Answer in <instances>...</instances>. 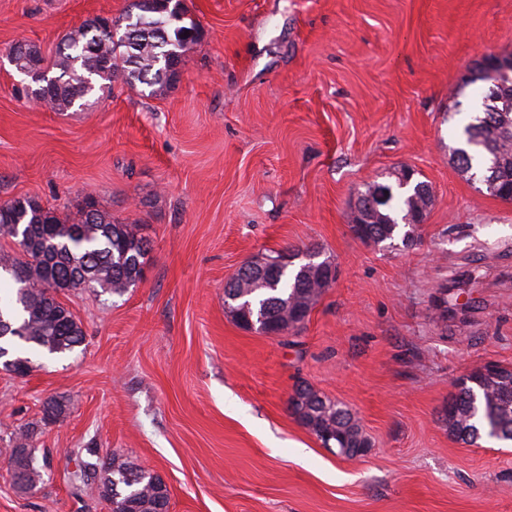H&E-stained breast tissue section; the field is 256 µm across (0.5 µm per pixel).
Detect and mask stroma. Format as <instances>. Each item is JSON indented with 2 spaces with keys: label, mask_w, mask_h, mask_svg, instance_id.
<instances>
[{
  "label": "stroma",
  "mask_w": 512,
  "mask_h": 512,
  "mask_svg": "<svg viewBox=\"0 0 512 512\" xmlns=\"http://www.w3.org/2000/svg\"><path fill=\"white\" fill-rule=\"evenodd\" d=\"M201 38L161 93L116 77L89 106H37L8 61L53 52L129 0H0V203L63 213L85 193L150 242L124 296L60 294L83 325L63 359L0 370V512H112L71 482L88 445L161 476L169 512H512V443L456 440L455 382L512 367V201L450 147L512 54V0H185ZM409 166L435 201L409 246L366 243L349 210ZM317 250L335 283L279 337L238 325L224 284L251 257ZM299 383L352 409L371 446L336 455L287 408ZM64 413L43 422L47 398ZM38 430L44 484L18 493L9 438Z\"/></svg>",
  "instance_id": "1"
}]
</instances>
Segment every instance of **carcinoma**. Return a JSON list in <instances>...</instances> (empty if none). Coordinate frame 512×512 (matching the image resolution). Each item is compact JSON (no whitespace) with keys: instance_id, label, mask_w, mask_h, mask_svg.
I'll return each mask as SVG.
<instances>
[{"instance_id":"obj_1","label":"carcinoma","mask_w":512,"mask_h":512,"mask_svg":"<svg viewBox=\"0 0 512 512\" xmlns=\"http://www.w3.org/2000/svg\"><path fill=\"white\" fill-rule=\"evenodd\" d=\"M125 37L112 39V32L86 21L69 31L50 58L40 62L57 71L59 85L42 95L40 102L55 112H65L97 90L117 74L126 83H140L161 92L173 85L186 53L197 44L199 28L183 0H155L148 7L133 0L122 15ZM482 94V113L474 116L462 130L464 146L452 150L460 172L481 171L487 192L502 197L512 189V87L499 91L497 100ZM386 184L391 189L373 211V223L367 225L374 243H383L414 233L403 223L408 214L425 207L419 191L408 192L398 186L400 178ZM0 235L17 240L20 255L0 253V270L17 285L12 307L18 317H6L0 336L18 338L50 354H65L81 347L85 331L81 322L69 320L55 296L64 283L73 289L101 290L111 296H124L141 278L147 251L146 238L133 224H119L98 207L95 196L66 219L54 208H46L27 197L0 204ZM274 288L253 289L239 306H248L252 318H272L280 305L310 308L324 291V283L302 274L298 264L275 272ZM457 392L448 400V432L468 445L482 436L512 441V370L503 373L502 386L486 384L479 373L456 383ZM302 419L313 434L327 422L346 428L340 436L343 446L368 448L359 419L352 410L332 401L311 386H305ZM34 429L24 426L13 434L10 463L23 478L14 482L24 493H32L43 482V471L34 454ZM77 469L72 478L75 487L85 489L97 478L101 457L95 448L72 451ZM99 479V478H97ZM98 488L112 500L113 512H166L169 492L162 479L118 457H111V468L99 479Z\"/></svg>"}]
</instances>
